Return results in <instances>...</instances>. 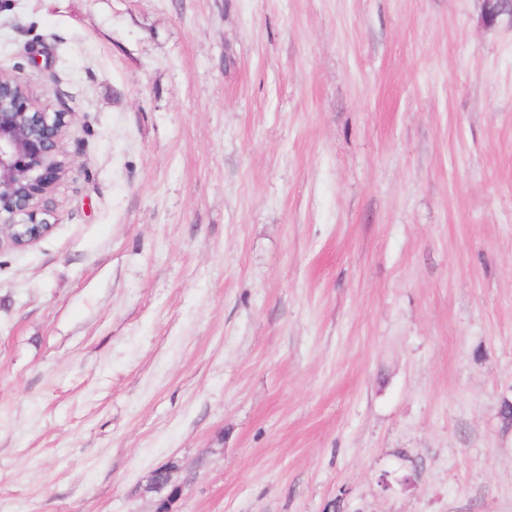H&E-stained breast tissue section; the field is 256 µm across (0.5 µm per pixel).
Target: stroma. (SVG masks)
I'll return each instance as SVG.
<instances>
[{"label":"stroma","instance_id":"1","mask_svg":"<svg viewBox=\"0 0 512 512\" xmlns=\"http://www.w3.org/2000/svg\"><path fill=\"white\" fill-rule=\"evenodd\" d=\"M0 0L68 109L0 251V512H512V15ZM53 59L33 67L30 47Z\"/></svg>","mask_w":512,"mask_h":512}]
</instances>
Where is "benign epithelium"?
Returning <instances> with one entry per match:
<instances>
[{
	"instance_id": "7a95c632",
	"label": "benign epithelium",
	"mask_w": 512,
	"mask_h": 512,
	"mask_svg": "<svg viewBox=\"0 0 512 512\" xmlns=\"http://www.w3.org/2000/svg\"><path fill=\"white\" fill-rule=\"evenodd\" d=\"M487 17L512 13V0H484ZM73 113L48 111L29 82L0 68V250L39 241L54 216L52 194L68 174L63 148Z\"/></svg>"
}]
</instances>
